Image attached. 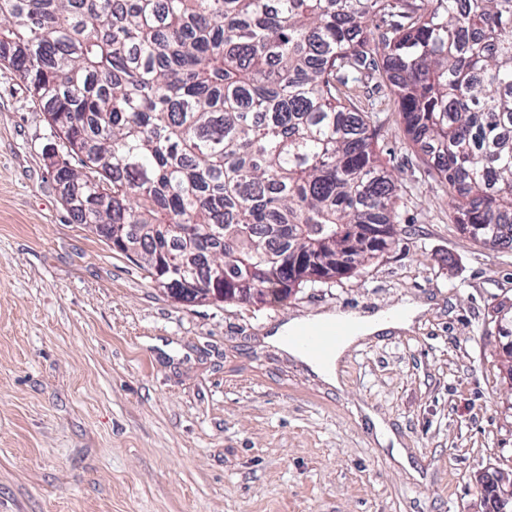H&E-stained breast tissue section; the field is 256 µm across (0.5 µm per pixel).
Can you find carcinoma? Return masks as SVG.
Returning <instances> with one entry per match:
<instances>
[{"label": "carcinoma", "mask_w": 512, "mask_h": 512, "mask_svg": "<svg viewBox=\"0 0 512 512\" xmlns=\"http://www.w3.org/2000/svg\"><path fill=\"white\" fill-rule=\"evenodd\" d=\"M382 20L383 29L370 25ZM0 65L82 171L74 219L201 287L285 299L393 243L400 182L350 84L377 73L470 238L512 249V0H0Z\"/></svg>", "instance_id": "carcinoma-1"}]
</instances>
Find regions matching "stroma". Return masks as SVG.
I'll return each mask as SVG.
<instances>
[{"label": "stroma", "instance_id": "35a3bbf8", "mask_svg": "<svg viewBox=\"0 0 512 512\" xmlns=\"http://www.w3.org/2000/svg\"><path fill=\"white\" fill-rule=\"evenodd\" d=\"M355 95L401 183L394 243L276 303H184L75 221L45 156L67 150L0 67V512H494L482 480L512 470L496 330L512 250L460 231L379 76ZM406 300L429 308L351 347L339 389L264 341Z\"/></svg>", "mask_w": 512, "mask_h": 512}]
</instances>
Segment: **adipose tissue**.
Segmentation results:
<instances>
[{"label": "adipose tissue", "mask_w": 512, "mask_h": 512, "mask_svg": "<svg viewBox=\"0 0 512 512\" xmlns=\"http://www.w3.org/2000/svg\"><path fill=\"white\" fill-rule=\"evenodd\" d=\"M424 311L423 304L405 302L390 310H381L372 314L351 316L352 333L337 346L329 360L315 359L314 356L295 350L294 355L305 363L311 371L333 386H341L343 373L342 360L348 348L372 337L390 330L409 329L414 320Z\"/></svg>", "instance_id": "1"}]
</instances>
